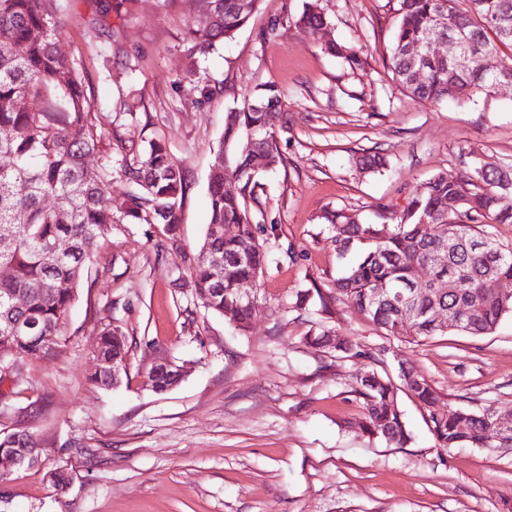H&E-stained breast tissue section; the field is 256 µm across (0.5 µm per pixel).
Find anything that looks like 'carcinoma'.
<instances>
[{"instance_id":"1","label":"carcinoma","mask_w":512,"mask_h":512,"mask_svg":"<svg viewBox=\"0 0 512 512\" xmlns=\"http://www.w3.org/2000/svg\"><path fill=\"white\" fill-rule=\"evenodd\" d=\"M190 18L187 37L201 51L229 40L258 10L261 0H182ZM397 23L386 47L385 61L398 84L423 101L457 102L492 98L501 82L512 81V56L495 74L477 64L458 67L436 53L430 43L448 38V29L435 26L445 15L455 32L484 51H512V0H395ZM282 21L310 36L328 25L318 0H304L298 13L283 12ZM66 26L62 0H0V264L10 274L0 278V367L29 368L40 355L42 341L53 343L45 354L61 352L67 336V314L89 274L91 256L112 236L114 224H162L171 245L177 244L187 192L183 168L166 147L150 140L135 152L119 143H105L100 105L84 72L59 50ZM325 50L349 66L360 65L356 52L336 42ZM282 96L273 87L244 99L229 113L221 147L209 174V224H235L232 238L206 232L201 250L224 262V277L213 278L209 266L192 264L191 280L205 310L224 316L246 331V308L235 307L240 280L255 282L267 263L247 214L245 189L256 184L250 154L238 149L252 139L276 167L281 162L277 128L283 119ZM103 154V163L86 165V158ZM241 175L242 191L224 193V175ZM127 187L123 210L112 209L114 180ZM512 171L487 164L471 171L440 172L387 224H361L338 211L328 218L335 230L336 251L358 252L356 260L336 278L329 298L318 287L296 295L293 308H308L318 296L323 312L327 300L349 305L367 321L395 335L407 327L414 338L443 336L452 330L487 336L506 316H512V293L483 288L490 278L512 280V245L499 243L489 231L493 224H512ZM454 197L449 211L442 201ZM69 251L55 255L57 241ZM443 250L444 261L431 255ZM422 271L429 272L424 281ZM460 282L452 293L440 283ZM211 292L204 294L203 289ZM16 294L26 305L15 309ZM447 310L448 321L436 323L432 311ZM121 327L104 325L100 333L94 380L112 386V337ZM398 375L372 370L358 377L356 398L364 418L360 428L369 436L404 446L411 440L398 394L406 392L428 411V427L441 448L471 445L512 449V410L487 407L478 411L436 405L428 380L407 362L397 361ZM0 449L25 457L28 467L41 458L33 434L18 430L0 438Z\"/></svg>"}]
</instances>
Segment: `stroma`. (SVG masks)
I'll return each mask as SVG.
<instances>
[{"label":"stroma","instance_id":"obj_1","mask_svg":"<svg viewBox=\"0 0 512 512\" xmlns=\"http://www.w3.org/2000/svg\"><path fill=\"white\" fill-rule=\"evenodd\" d=\"M302 3L263 0L234 39L197 54L191 82L177 8L149 0L138 12L110 13L126 48L118 55L88 26L92 0H63L60 48L87 74L105 137L163 141L188 190L179 248L162 225H113L69 311L62 354L35 359L29 382L16 387V409L37 416H1L0 437L25 427L42 464L0 478V512H512V450L440 448L424 409L404 394L411 441L370 438L353 394L358 375L374 367L365 351L384 346L430 382L439 405L512 410L511 317L487 336L424 339L385 334L340 303L330 315L316 299L307 313L292 309L299 291L331 288L344 265L330 213L375 223L380 209L402 210L439 172L512 169V89L490 101L413 98L383 64L393 0H320L329 17L321 38L271 29ZM328 40L354 49L361 66L324 52ZM204 85L215 90L205 102ZM265 85L284 92L287 124L278 132L281 164L261 171L247 194L269 264L241 333L180 282L209 222L208 175L227 114ZM122 92L140 103L136 124L115 121ZM366 154L384 166L361 169L356 159ZM111 318L130 352L126 378L108 390L91 373ZM323 326L360 358L307 346L308 332ZM162 357L185 374L158 394L144 376ZM56 468L69 474L66 493L50 484Z\"/></svg>","mask_w":512,"mask_h":512}]
</instances>
